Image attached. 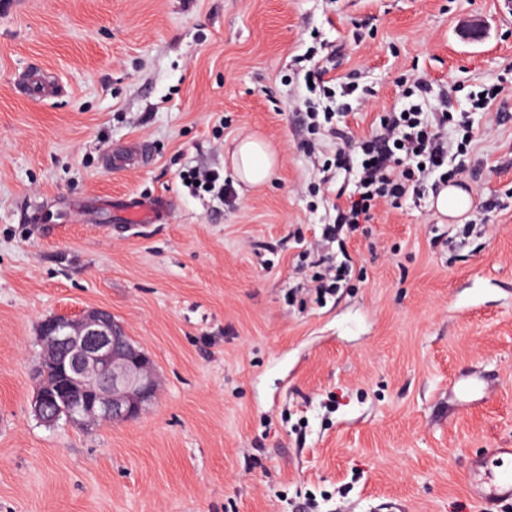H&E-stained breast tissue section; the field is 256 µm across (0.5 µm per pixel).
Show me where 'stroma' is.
<instances>
[{
  "instance_id": "1",
  "label": "stroma",
  "mask_w": 512,
  "mask_h": 512,
  "mask_svg": "<svg viewBox=\"0 0 512 512\" xmlns=\"http://www.w3.org/2000/svg\"><path fill=\"white\" fill-rule=\"evenodd\" d=\"M313 46L371 90L349 98L353 135L417 78L428 111L468 112L473 132L472 209L443 219L429 190L381 206L333 245L352 270L320 302L295 290L302 253L357 168L324 177L342 143L302 132ZM34 64L62 95L19 91ZM248 132L281 156L251 189L228 156ZM133 142L149 165L117 163ZM192 167L225 198L190 195ZM169 194L154 223L110 208ZM92 307L152 357L156 398L131 422L43 424L37 324ZM496 448H512V0H0V512H512L471 485ZM186 179H189V184H186ZM220 176L217 173H210L204 171H195L190 175H185L182 178L183 183L186 187H194L195 189L202 190L204 192H215L221 196H224V182L219 183ZM195 181H198V185H195Z\"/></svg>"
}]
</instances>
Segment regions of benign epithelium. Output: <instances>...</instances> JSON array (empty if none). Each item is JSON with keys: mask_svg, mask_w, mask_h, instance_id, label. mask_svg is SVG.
I'll return each instance as SVG.
<instances>
[{"mask_svg": "<svg viewBox=\"0 0 512 512\" xmlns=\"http://www.w3.org/2000/svg\"><path fill=\"white\" fill-rule=\"evenodd\" d=\"M41 345L32 410L44 423L51 406L75 425L137 419L157 394L152 359L103 308L48 316L38 324Z\"/></svg>", "mask_w": 512, "mask_h": 512, "instance_id": "7a95c632", "label": "benign epithelium"}]
</instances>
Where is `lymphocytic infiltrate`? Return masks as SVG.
I'll use <instances>...</instances> for the list:
<instances>
[{
	"label": "lymphocytic infiltrate",
	"mask_w": 512,
	"mask_h": 512,
	"mask_svg": "<svg viewBox=\"0 0 512 512\" xmlns=\"http://www.w3.org/2000/svg\"><path fill=\"white\" fill-rule=\"evenodd\" d=\"M432 93L431 83L414 80L403 108L380 115L369 136L356 140L339 132L344 147L336 153V166L347 167L351 153H358V181L346 202L336 204L334 222L323 226L324 239H335L344 228L358 231L371 223L380 205L399 206L430 174H437L443 184L469 176L466 157L472 140L468 120L445 109L427 116L424 105ZM450 128L459 136L453 148L445 136Z\"/></svg>",
	"instance_id": "lymphocytic-infiltrate-1"
}]
</instances>
